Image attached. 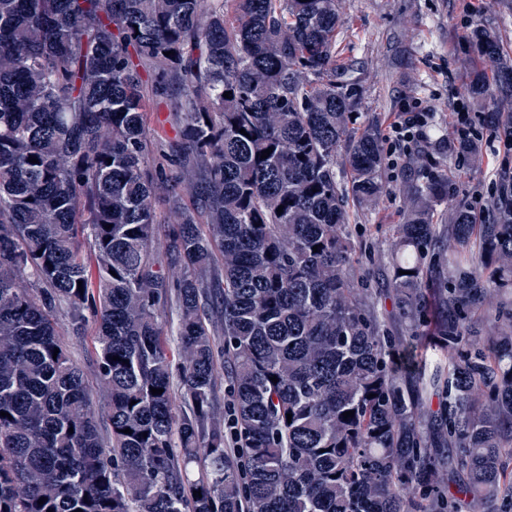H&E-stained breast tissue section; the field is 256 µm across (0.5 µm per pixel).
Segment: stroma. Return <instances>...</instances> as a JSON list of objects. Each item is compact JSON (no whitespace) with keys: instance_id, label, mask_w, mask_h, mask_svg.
Masks as SVG:
<instances>
[{"instance_id":"obj_1","label":"stroma","mask_w":512,"mask_h":512,"mask_svg":"<svg viewBox=\"0 0 512 512\" xmlns=\"http://www.w3.org/2000/svg\"><path fill=\"white\" fill-rule=\"evenodd\" d=\"M469 0H342L345 14L340 34L343 58L359 61L365 87L360 120L387 132L397 112L407 105L429 113V139L449 137L456 101L468 98V68L464 63V36L474 26L494 31L503 46L504 59H512V0H484L469 14ZM495 68L484 71L487 93L481 106H470L474 132L483 146L484 160L470 165L448 157L449 203L463 200L485 205L502 170L512 171V146H505L484 122L487 112L501 111L495 91ZM405 155L395 152L387 167L388 192L375 211L355 217L356 233L382 257L395 248L394 224L400 223ZM60 340L73 362L82 369L91 398L105 408L107 394L96 382V357L91 330L75 331L67 308L55 317Z\"/></svg>"}]
</instances>
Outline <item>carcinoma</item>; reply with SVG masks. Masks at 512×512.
<instances>
[{
	"mask_svg": "<svg viewBox=\"0 0 512 512\" xmlns=\"http://www.w3.org/2000/svg\"><path fill=\"white\" fill-rule=\"evenodd\" d=\"M342 25L339 0H0V512H461L463 495L512 512V178L439 224V141L405 159L385 287L448 357L429 367L355 281L349 208L378 205L387 156L353 123ZM468 41L484 66L501 51L482 27ZM495 82L512 107V69ZM151 95L176 116L156 161ZM455 150L483 159L474 138ZM172 300L175 356L157 317ZM61 305L95 325L106 442Z\"/></svg>",
	"mask_w": 512,
	"mask_h": 512,
	"instance_id": "obj_1",
	"label": "carcinoma"
}]
</instances>
